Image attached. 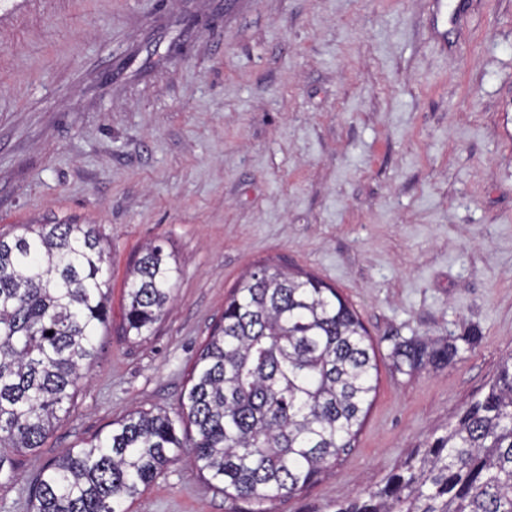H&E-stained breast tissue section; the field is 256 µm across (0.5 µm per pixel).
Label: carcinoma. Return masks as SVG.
<instances>
[{"instance_id":"1","label":"carcinoma","mask_w":512,"mask_h":512,"mask_svg":"<svg viewBox=\"0 0 512 512\" xmlns=\"http://www.w3.org/2000/svg\"><path fill=\"white\" fill-rule=\"evenodd\" d=\"M104 263L92 224H40L0 237L1 449L42 447L70 412L109 318ZM178 273L162 246L145 248L131 272L122 336L151 334ZM457 354L454 339L408 338L391 358L412 373ZM375 371L372 341L335 289L260 265L225 302L177 418L136 410L55 459L35 479L31 512H121L185 448L227 499L294 495L353 446ZM336 512H512V354L445 433Z\"/></svg>"}]
</instances>
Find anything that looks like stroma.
Returning a JSON list of instances; mask_svg holds the SVG:
<instances>
[{
  "label": "stroma",
  "mask_w": 512,
  "mask_h": 512,
  "mask_svg": "<svg viewBox=\"0 0 512 512\" xmlns=\"http://www.w3.org/2000/svg\"><path fill=\"white\" fill-rule=\"evenodd\" d=\"M0 0V234L95 225L111 317L75 405L0 460V512L136 408L176 412L256 265L315 275L357 312L378 383L354 448L301 493L214 494L188 459L126 512H336L482 398L512 353V0ZM180 268L168 314L121 334L147 242ZM460 337L396 371L407 338ZM456 341L404 339L397 342L392 349L393 365L399 371L412 373L427 365L448 363L458 354Z\"/></svg>",
  "instance_id": "stroma-1"
}]
</instances>
